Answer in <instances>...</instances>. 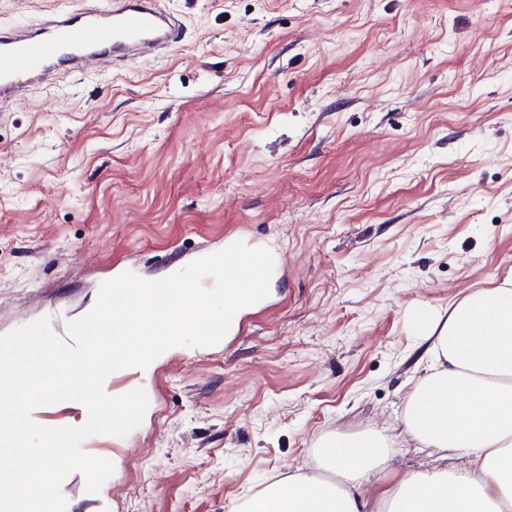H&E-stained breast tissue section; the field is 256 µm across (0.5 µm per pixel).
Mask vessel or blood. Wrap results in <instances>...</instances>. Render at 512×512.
Wrapping results in <instances>:
<instances>
[{
	"label": "vessel or blood",
	"instance_id": "vessel-or-blood-1",
	"mask_svg": "<svg viewBox=\"0 0 512 512\" xmlns=\"http://www.w3.org/2000/svg\"><path fill=\"white\" fill-rule=\"evenodd\" d=\"M182 22L157 0H100L55 10L37 28L0 33V111L61 72L87 73L118 60L148 59L180 41Z\"/></svg>",
	"mask_w": 512,
	"mask_h": 512
}]
</instances>
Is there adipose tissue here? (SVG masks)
<instances>
[{
  "label": "adipose tissue",
  "mask_w": 512,
  "mask_h": 512,
  "mask_svg": "<svg viewBox=\"0 0 512 512\" xmlns=\"http://www.w3.org/2000/svg\"><path fill=\"white\" fill-rule=\"evenodd\" d=\"M416 330L433 359L407 397L406 434L441 464L403 474L363 501L383 473L390 442L378 431L339 434L313 464L252 494L239 512H512V278L476 288Z\"/></svg>",
  "instance_id": "1"
}]
</instances>
